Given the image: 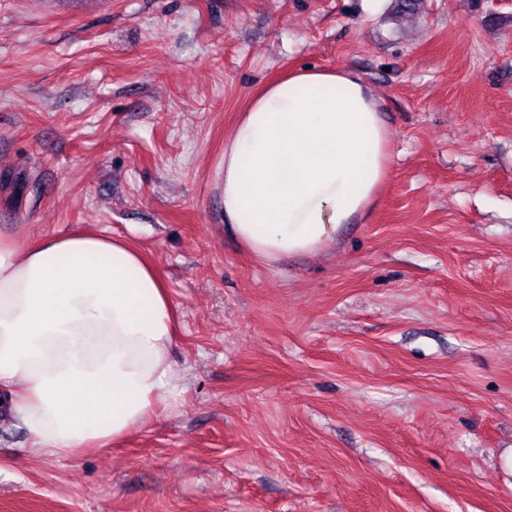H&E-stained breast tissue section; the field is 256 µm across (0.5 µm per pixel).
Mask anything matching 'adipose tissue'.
<instances>
[{
	"label": "adipose tissue",
	"instance_id": "adipose-tissue-1",
	"mask_svg": "<svg viewBox=\"0 0 512 512\" xmlns=\"http://www.w3.org/2000/svg\"><path fill=\"white\" fill-rule=\"evenodd\" d=\"M387 131L352 71L295 70L224 141L230 232L257 258L313 253L376 197ZM174 305L130 241L88 229L18 249L0 235V389L39 455L102 448L175 407Z\"/></svg>",
	"mask_w": 512,
	"mask_h": 512
}]
</instances>
